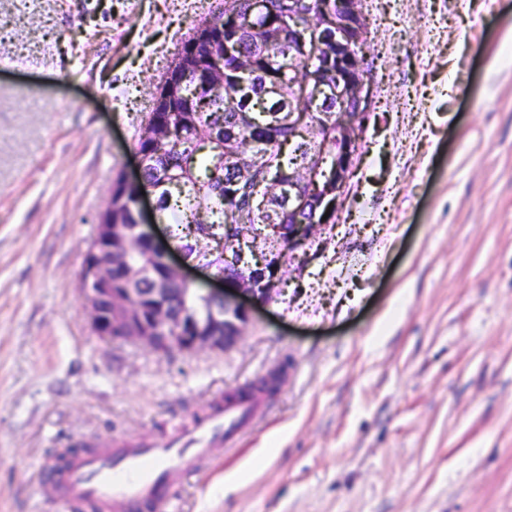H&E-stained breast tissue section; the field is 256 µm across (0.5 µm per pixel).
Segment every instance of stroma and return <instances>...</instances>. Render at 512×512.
Listing matches in <instances>:
<instances>
[{
    "mask_svg": "<svg viewBox=\"0 0 512 512\" xmlns=\"http://www.w3.org/2000/svg\"><path fill=\"white\" fill-rule=\"evenodd\" d=\"M224 0H0V512L53 452L155 440L282 371L177 512H512V0H365L337 225L229 352L100 336L84 257L167 66Z\"/></svg>",
    "mask_w": 512,
    "mask_h": 512,
    "instance_id": "1",
    "label": "stroma"
}]
</instances>
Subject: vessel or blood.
I'll use <instances>...</instances> for the list:
<instances>
[{
  "label": "vessel or blood",
  "instance_id": "vessel-or-blood-1",
  "mask_svg": "<svg viewBox=\"0 0 512 512\" xmlns=\"http://www.w3.org/2000/svg\"><path fill=\"white\" fill-rule=\"evenodd\" d=\"M240 411L220 407L192 428L175 429L163 443L104 440L63 459L45 458L42 471L55 483L63 507L93 512H175L185 473L224 445V429Z\"/></svg>",
  "mask_w": 512,
  "mask_h": 512
}]
</instances>
